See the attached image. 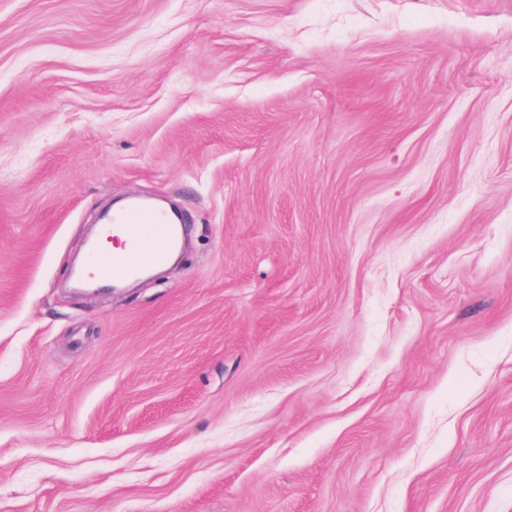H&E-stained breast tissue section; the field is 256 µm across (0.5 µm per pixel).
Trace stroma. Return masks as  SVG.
Listing matches in <instances>:
<instances>
[{
	"label": "stroma",
	"instance_id": "1",
	"mask_svg": "<svg viewBox=\"0 0 512 512\" xmlns=\"http://www.w3.org/2000/svg\"><path fill=\"white\" fill-rule=\"evenodd\" d=\"M0 512H512V0H0ZM111 224L123 228L133 238L131 256L128 239L122 231L112 233V241L105 242L106 255L94 247L90 275L97 280L123 282L138 277L143 271L163 264L177 241V228L170 224L163 212L155 211L142 201H131L120 213H112Z\"/></svg>",
	"mask_w": 512,
	"mask_h": 512
}]
</instances>
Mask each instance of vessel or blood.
Returning <instances> with one entry per match:
<instances>
[{
	"label": "vessel or blood",
	"mask_w": 512,
	"mask_h": 512,
	"mask_svg": "<svg viewBox=\"0 0 512 512\" xmlns=\"http://www.w3.org/2000/svg\"><path fill=\"white\" fill-rule=\"evenodd\" d=\"M111 222L132 238V252L127 256H109L101 248H94L90 274L97 280L115 283L134 279L163 264L177 241L176 226L169 223L164 213L142 201L128 203L123 212L113 214Z\"/></svg>",
	"instance_id": "obj_1"
}]
</instances>
